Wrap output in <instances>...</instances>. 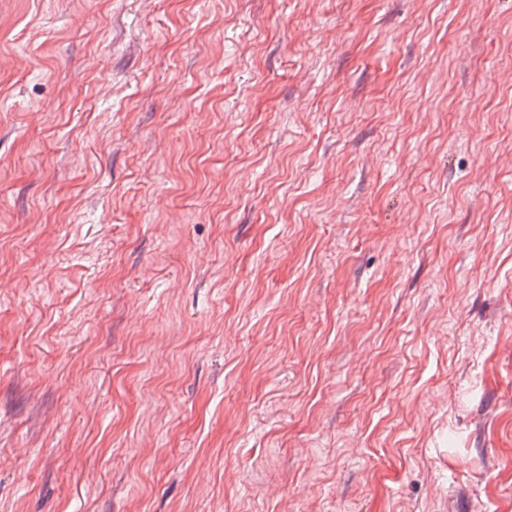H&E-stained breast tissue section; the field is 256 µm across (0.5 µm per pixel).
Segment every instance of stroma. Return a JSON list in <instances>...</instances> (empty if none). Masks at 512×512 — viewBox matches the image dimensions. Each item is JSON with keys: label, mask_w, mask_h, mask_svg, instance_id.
Segmentation results:
<instances>
[{"label": "stroma", "mask_w": 512, "mask_h": 512, "mask_svg": "<svg viewBox=\"0 0 512 512\" xmlns=\"http://www.w3.org/2000/svg\"><path fill=\"white\" fill-rule=\"evenodd\" d=\"M0 512H512V0H0Z\"/></svg>", "instance_id": "1"}]
</instances>
